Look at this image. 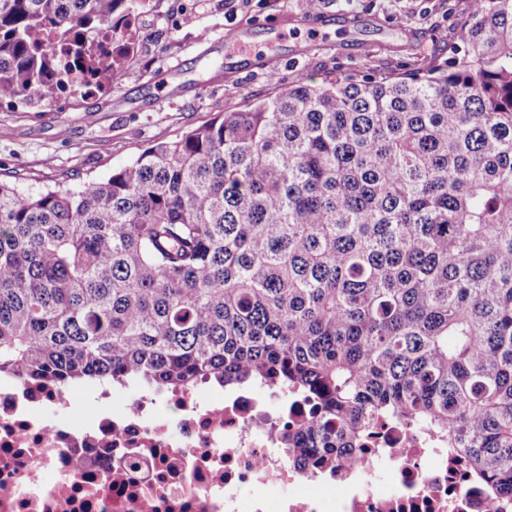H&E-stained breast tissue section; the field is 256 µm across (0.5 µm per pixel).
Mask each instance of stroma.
Instances as JSON below:
<instances>
[{
    "label": "stroma",
    "instance_id": "stroma-1",
    "mask_svg": "<svg viewBox=\"0 0 512 512\" xmlns=\"http://www.w3.org/2000/svg\"><path fill=\"white\" fill-rule=\"evenodd\" d=\"M469 7L470 0H323L322 35L313 41L302 23L306 0H138L137 47L110 89L49 104L0 99V177L21 174L26 196L78 190L141 149L299 79L446 63L462 46L457 22ZM237 27L269 66L225 52L224 36ZM364 41L370 54L360 50Z\"/></svg>",
    "mask_w": 512,
    "mask_h": 512
}]
</instances>
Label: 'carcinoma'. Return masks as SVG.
Here are the masks:
<instances>
[{
    "mask_svg": "<svg viewBox=\"0 0 512 512\" xmlns=\"http://www.w3.org/2000/svg\"><path fill=\"white\" fill-rule=\"evenodd\" d=\"M136 0H0V99L42 100L51 29ZM444 66L301 80L142 149L103 181L0 180V373L59 385L278 387L319 414L306 467L381 420L436 435L512 492V0H473Z\"/></svg>",
    "mask_w": 512,
    "mask_h": 512,
    "instance_id": "1",
    "label": "carcinoma"
}]
</instances>
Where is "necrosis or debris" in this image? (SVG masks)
Segmentation results:
<instances>
[{
  "instance_id": "obj_1",
  "label": "necrosis or debris",
  "mask_w": 512,
  "mask_h": 512,
  "mask_svg": "<svg viewBox=\"0 0 512 512\" xmlns=\"http://www.w3.org/2000/svg\"><path fill=\"white\" fill-rule=\"evenodd\" d=\"M308 408L258 385H136L120 400L1 375L0 512H512L469 461L389 421L361 462L303 467L281 436Z\"/></svg>"
}]
</instances>
